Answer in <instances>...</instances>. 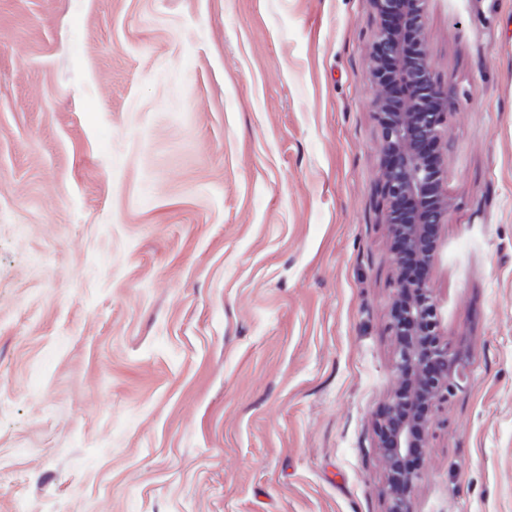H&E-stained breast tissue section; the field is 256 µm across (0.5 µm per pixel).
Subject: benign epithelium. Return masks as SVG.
<instances>
[{
  "mask_svg": "<svg viewBox=\"0 0 512 512\" xmlns=\"http://www.w3.org/2000/svg\"><path fill=\"white\" fill-rule=\"evenodd\" d=\"M399 2L409 5V16L424 30L427 0H374L379 18L375 44L382 56L400 51L387 34V15ZM405 83L409 110L378 113L383 145L396 150L380 171V192L388 205L385 224L390 233L399 238L402 250L429 266L434 251L424 226L443 223L448 213V206L437 204L442 194L441 174L429 153L448 137V118L454 114L455 103L445 100L446 91L434 78L423 39L415 46ZM394 95L390 80L379 78L373 106L379 107ZM391 293L394 307L387 329L397 341L395 387L377 419V434L390 472L385 490L387 512H413L410 491L420 479V470L407 467L406 461L415 449L427 447L426 431L435 413L464 387L467 369L457 349L441 336L440 307L429 283L411 284L399 275Z\"/></svg>",
  "mask_w": 512,
  "mask_h": 512,
  "instance_id": "7a95c632",
  "label": "benign epithelium"
}]
</instances>
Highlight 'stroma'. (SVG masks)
<instances>
[{
	"label": "stroma",
	"mask_w": 512,
	"mask_h": 512,
	"mask_svg": "<svg viewBox=\"0 0 512 512\" xmlns=\"http://www.w3.org/2000/svg\"><path fill=\"white\" fill-rule=\"evenodd\" d=\"M373 0H0V512H386ZM428 273L467 363L415 512H512V0H429Z\"/></svg>",
	"instance_id": "stroma-1"
}]
</instances>
